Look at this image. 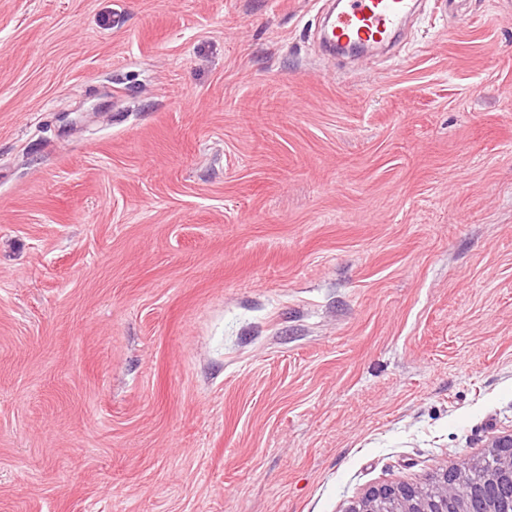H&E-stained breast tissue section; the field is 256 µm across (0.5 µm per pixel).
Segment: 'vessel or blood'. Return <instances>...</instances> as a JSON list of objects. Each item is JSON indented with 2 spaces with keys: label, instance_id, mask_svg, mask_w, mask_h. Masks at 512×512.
I'll use <instances>...</instances> for the list:
<instances>
[{
  "label": "vessel or blood",
  "instance_id": "b4317fda",
  "mask_svg": "<svg viewBox=\"0 0 512 512\" xmlns=\"http://www.w3.org/2000/svg\"><path fill=\"white\" fill-rule=\"evenodd\" d=\"M327 16L324 39L329 45H375L387 42L413 15L416 0H343Z\"/></svg>",
  "mask_w": 512,
  "mask_h": 512
}]
</instances>
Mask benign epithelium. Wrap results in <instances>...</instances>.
<instances>
[{
	"label": "benign epithelium",
	"instance_id": "obj_1",
	"mask_svg": "<svg viewBox=\"0 0 512 512\" xmlns=\"http://www.w3.org/2000/svg\"><path fill=\"white\" fill-rule=\"evenodd\" d=\"M438 492L431 494L421 484L381 485L369 489L346 512H378L377 504L389 502V512H512V453L491 476V481L507 496L490 495L479 485L473 486L460 468L436 476Z\"/></svg>",
	"mask_w": 512,
	"mask_h": 512
}]
</instances>
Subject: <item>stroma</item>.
I'll return each mask as SVG.
<instances>
[{
	"label": "stroma",
	"instance_id": "stroma-1",
	"mask_svg": "<svg viewBox=\"0 0 512 512\" xmlns=\"http://www.w3.org/2000/svg\"><path fill=\"white\" fill-rule=\"evenodd\" d=\"M0 0V512H344L512 429V0ZM343 8L327 15L324 39L337 45H375L387 42L413 15L415 0H343Z\"/></svg>",
	"mask_w": 512,
	"mask_h": 512
}]
</instances>
